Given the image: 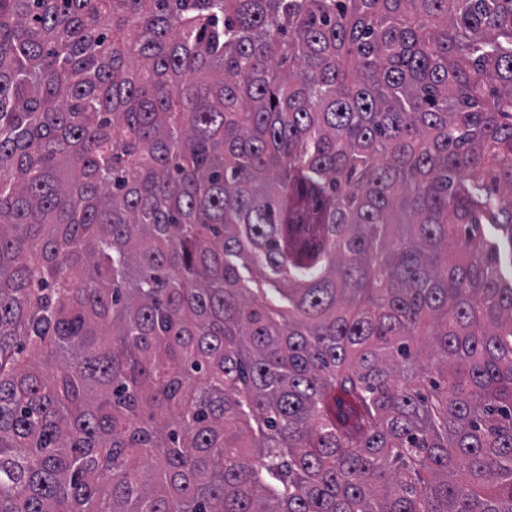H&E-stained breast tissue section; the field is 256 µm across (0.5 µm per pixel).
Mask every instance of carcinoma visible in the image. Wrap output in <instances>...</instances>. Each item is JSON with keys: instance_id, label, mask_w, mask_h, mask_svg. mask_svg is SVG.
<instances>
[{"instance_id": "cac0c4a2", "label": "carcinoma", "mask_w": 512, "mask_h": 512, "mask_svg": "<svg viewBox=\"0 0 512 512\" xmlns=\"http://www.w3.org/2000/svg\"><path fill=\"white\" fill-rule=\"evenodd\" d=\"M486 224L512 0H0V512H512Z\"/></svg>"}]
</instances>
